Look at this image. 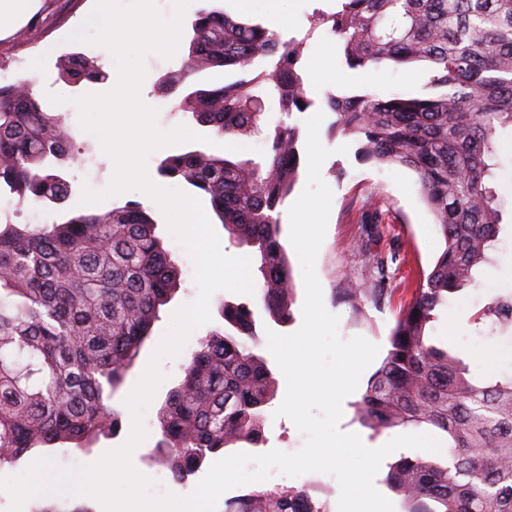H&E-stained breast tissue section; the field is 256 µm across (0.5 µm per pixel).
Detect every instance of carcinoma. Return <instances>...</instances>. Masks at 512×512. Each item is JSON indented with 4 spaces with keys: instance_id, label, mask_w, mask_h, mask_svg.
<instances>
[{
    "instance_id": "cac0c4a2",
    "label": "carcinoma",
    "mask_w": 512,
    "mask_h": 512,
    "mask_svg": "<svg viewBox=\"0 0 512 512\" xmlns=\"http://www.w3.org/2000/svg\"><path fill=\"white\" fill-rule=\"evenodd\" d=\"M340 42L353 70L423 65L430 77L415 96L381 97L368 88L327 93L331 132L351 137L364 162L399 165L418 178L442 250L390 329L389 348L355 405L376 432L434 427L446 434L440 456H402L387 485L403 512H512V375H475L469 364L429 343L427 331L448 295L476 282L499 242L503 207L491 180L499 133L512 128V0H338L318 12L301 38L218 10L192 24L181 80L160 83L219 140L261 136L266 152L238 160L195 148L163 159L161 176L209 198L229 238L260 260L259 297L220 304L227 328L200 338L181 381L157 410L156 452L183 480L238 442L258 441L274 375L255 351L256 314L292 319L295 285L281 242V211L299 174L294 113L315 104L302 60L313 30ZM221 67L238 75L211 90L185 80ZM69 77L104 78L71 54ZM280 117L271 120L266 101ZM70 133L43 110L33 84L0 85V193L64 204L71 184L59 168L75 160ZM157 220L139 203L109 211L67 212L59 223L0 224V467L37 448L71 444L85 453L112 436L119 412L104 403L124 383L161 309L180 286ZM372 262L387 291V262ZM512 329V293L475 321ZM224 512H332L303 487L255 488Z\"/></svg>"
}]
</instances>
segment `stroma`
I'll list each match as a JSON object with an SVG mask.
<instances>
[{
  "label": "stroma",
  "mask_w": 512,
  "mask_h": 512,
  "mask_svg": "<svg viewBox=\"0 0 512 512\" xmlns=\"http://www.w3.org/2000/svg\"><path fill=\"white\" fill-rule=\"evenodd\" d=\"M95 0H39L38 8L28 14L9 33L0 34V84L36 76L40 90L67 96L87 93H105L114 88L118 80L114 60L105 48L86 43L67 42V35L78 28L90 15ZM219 8L225 13L261 24L283 35L292 36L309 30V19L316 11L332 12L335 0H252L248 9H240L237 0H192L182 22V40L175 57L165 59L156 54L145 59L146 76L141 88L143 101L157 109V123L167 129L179 125L208 136L210 127L197 123L191 115L173 113L172 97L164 95L159 84L164 77L176 76L181 59L187 56L192 36L191 24L200 11ZM77 53L94 61L106 74L99 81L84 80L73 84L58 77V61L62 56ZM306 64L321 62V76H309L307 91L322 110L325 122L334 116L326 112L325 92L342 93L358 87H368L382 96L391 94H417L426 84L429 74L425 68L387 67L377 71L349 69L342 61L337 40L323 31L314 32L304 53ZM59 114L66 118L72 134L71 148L77 160L67 163L62 174L73 189L65 206L50 202L19 201L10 194L0 195V222L12 224H46L59 219L62 210L78 211L83 188L101 190L112 174L113 162L102 148L98 138L83 131L78 113L73 106L62 105ZM322 145L330 154L321 167V177L333 192L326 235L316 259V274L323 291L326 309L339 318L338 335L347 340L361 336L377 345L380 351L388 349V335L400 310L406 307L423 274L430 271L442 242L433 217L420 198L417 176L397 165H375L361 161L355 150L340 153L346 146L345 137H330L320 131ZM378 204L386 213L382 224L367 226L361 219L368 205ZM158 234L163 238L172 259L181 270L180 287L173 300L163 308L150 339L143 346L139 359L148 361L166 332L172 313L180 306L192 302L198 293L194 282V265L183 246L170 233L163 222L162 211H155ZM368 242L372 251L384 256H395L388 267L391 288L381 301L366 300L361 309H354L344 298L347 282L369 288L374 275L365 263L361 242ZM493 264L484 266L477 282L464 290L451 294L447 304L436 311L430 332L434 344L448 348L468 363L475 372L485 375H512V330L494 336L478 333L471 319L490 300L500 294L512 292V224L502 225L499 243L493 254ZM220 316L194 330L180 353L163 359L160 368L165 375L152 402L146 410L144 423L147 438L141 443L132 464L141 474L153 480V494L172 492L179 496L190 494L204 477L197 470L185 480H175L171 471L156 463L152 450L160 438L156 412L167 392L183 377V369L191 360L198 337L222 327ZM488 347L493 351L490 359H482L478 351ZM139 368H132L124 385L112 397L111 404L119 412L121 425L114 436L100 439L92 452L75 448H58L47 452L53 467H74L93 463L96 456L121 447L128 436L127 421L130 411L125 399L136 385ZM276 397L264 409L263 439L253 446L240 442L230 446V453L264 454L278 449L287 453L298 451L305 442L294 423L278 415L287 384L282 372H275Z\"/></svg>",
  "instance_id": "stroma-1"
}]
</instances>
